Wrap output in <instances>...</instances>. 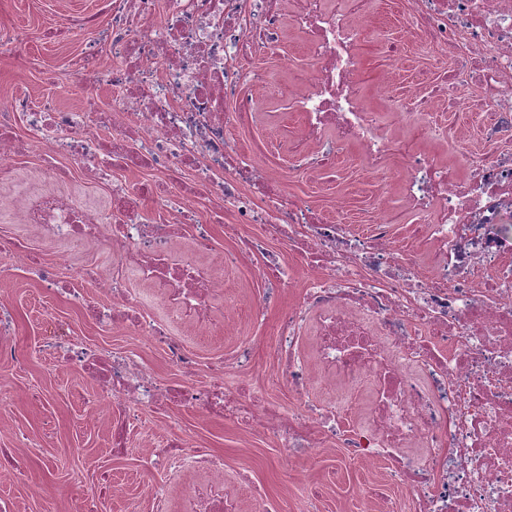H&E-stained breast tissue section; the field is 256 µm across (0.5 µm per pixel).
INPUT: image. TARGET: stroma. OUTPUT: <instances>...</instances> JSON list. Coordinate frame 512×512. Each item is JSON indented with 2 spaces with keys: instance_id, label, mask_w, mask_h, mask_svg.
Returning a JSON list of instances; mask_svg holds the SVG:
<instances>
[{
  "instance_id": "stroma-1",
  "label": "stroma",
  "mask_w": 512,
  "mask_h": 512,
  "mask_svg": "<svg viewBox=\"0 0 512 512\" xmlns=\"http://www.w3.org/2000/svg\"><path fill=\"white\" fill-rule=\"evenodd\" d=\"M412 8V0H373V24L378 38L399 43L400 54L394 59L377 53L369 55L366 70L358 81L369 106L387 122L391 121L392 111L408 83L429 85L435 71L455 66L447 48L406 38ZM78 14L95 15V26L60 38L51 37V30ZM110 25L111 17L101 0H0V26L15 28L25 44L19 54L0 57V97L7 96L14 86L24 85L30 90L31 106L40 105L51 91L46 76L63 81L73 79L74 61L87 45L99 42ZM280 43L278 54L253 52L246 65L264 71L270 81L285 84L299 67L309 64L302 37L287 16L281 21ZM392 65L398 72L394 86L377 83L376 74ZM252 96L253 110L236 130L244 148L261 143L265 126L273 117L288 132L297 131L301 123L299 113L288 111L284 104L261 91H253ZM487 120L484 112L444 109L431 113L426 124L440 128L443 135L421 142L420 148L440 160H448L455 136L461 133L474 152L489 151L493 144L487 137ZM269 155L289 194L307 200L323 219L335 220L333 200L342 195L349 202L346 221L356 231H367L374 222L373 200L378 186L356 149H348L337 160L332 175L313 179L289 159L286 150L273 148ZM226 276L234 285L233 297L238 304L235 336L250 337L252 342L254 384L283 407H292L291 389L285 381L273 378L281 363L274 353L269 331L251 317L253 302L263 297L270 317L279 319L288 308L290 293L283 289L268 292L251 264L227 268ZM0 295L8 303L17 339L16 360L0 361V388L11 394L10 403L0 408V446H9L15 433L25 434L29 439L28 447L20 451L22 474L0 482V501L13 503L17 512H43L48 501L55 504L58 512H69L72 501L92 493L100 473L108 470L125 483L127 497L101 501L100 512H152V488L172 487L178 480L177 474L148 471L140 458L142 440L137 434L131 436L127 453L113 454L106 424L93 425L82 417L84 402L93 391L91 382L80 367L58 366L56 358L45 351L41 324L44 317L51 315L70 324L77 342L136 352L154 375L173 383L179 374L166 350L160 346H141L138 337L119 327L110 334H101L82 303L42 288L35 272L0 273ZM235 336L193 339L200 364L198 380H205V367L211 358L232 350ZM35 391L42 395V403H32L30 395ZM167 416L163 422L154 414H147L153 438L164 436L166 422L176 423L189 444L223 455L226 480L240 498H247L251 487L262 488L269 497L271 512H295L299 489L305 482L317 490V512H376L371 502L360 501L357 489L362 485L394 501L403 500L408 494L404 485L389 482L386 462L357 460L343 447L329 454L290 461L281 456L274 439L259 432L219 419H206L173 403L167 408Z\"/></svg>"
}]
</instances>
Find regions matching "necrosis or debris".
Masks as SVG:
<instances>
[{"label": "necrosis or debris", "instance_id": "4bbe7bcc", "mask_svg": "<svg viewBox=\"0 0 512 512\" xmlns=\"http://www.w3.org/2000/svg\"><path fill=\"white\" fill-rule=\"evenodd\" d=\"M112 25L103 37L109 59L88 51L76 87L120 88L108 111L63 112L31 107L24 90L0 98V182L12 186L9 207L22 228L0 248L12 267L38 266L30 236L56 245L61 264L76 250L108 247L109 260L77 266L71 279L42 275L51 291L80 296L93 286L89 312L104 331L119 326L146 345L166 346L182 372L179 385L158 383L135 355L110 356L72 343L67 324L48 319L46 333L62 348V363L80 366L96 385L86 420L110 418L114 453L143 431L145 410L177 399L186 409L258 429L285 455L329 452L343 441L363 460L386 458L392 481L410 489L409 512H512V152L473 153L457 139L451 161L407 150L377 123L359 96L360 44H373L369 0H347L330 13L321 0H109ZM413 25L430 44L444 45L457 66L432 90L415 89L406 120L448 105L455 112L488 109L490 139H512V0H414ZM305 37L312 67L304 79L272 89L299 112L297 132L269 126L268 145L287 142L306 173L332 170L348 147L359 153L380 189L369 233L324 223L303 201L287 199L267 151L242 152L233 136L250 111L248 88L266 87L259 71L241 66L258 47H272L284 8ZM27 138H17L16 124ZM37 150L41 162L19 173L16 160ZM193 178L174 201L192 225L186 250L175 247L177 226L163 220V183L128 190L113 181L120 168ZM397 184L404 205L424 222L418 241L433 271L423 274L395 248L387 199ZM213 198L236 225L259 224L248 243L262 254L261 281L293 287L283 262L267 250L287 240L304 260L308 281L282 319L277 348L282 376L297 409L287 412L251 387L247 337L231 358L198 363L176 325L208 337L225 331L232 308L217 312L228 283L224 268L238 254L207 262L215 249L198 205ZM133 272L138 288L127 285ZM164 314H144L147 300ZM320 319L318 374L299 355L307 319ZM368 384L375 395L369 427L355 424L349 396L329 408L310 400L311 388L336 379ZM152 468H175V494L155 496L156 512H239L224 478V458L181 438L166 447L147 441Z\"/></svg>", "mask_w": 512, "mask_h": 512}]
</instances>
